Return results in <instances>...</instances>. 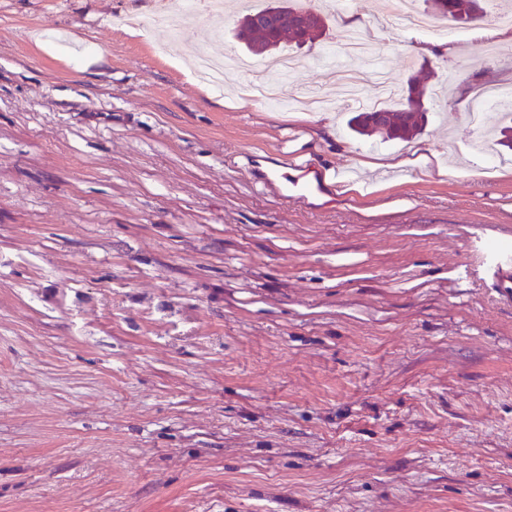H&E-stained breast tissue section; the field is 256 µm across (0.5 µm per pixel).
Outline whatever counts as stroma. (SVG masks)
I'll return each instance as SVG.
<instances>
[{"label":"stroma","mask_w":512,"mask_h":512,"mask_svg":"<svg viewBox=\"0 0 512 512\" xmlns=\"http://www.w3.org/2000/svg\"><path fill=\"white\" fill-rule=\"evenodd\" d=\"M312 7L268 105L189 78L234 13L0 0V512H512V155L467 118L512 38ZM347 28L414 139L348 130ZM287 153L350 176L283 201Z\"/></svg>","instance_id":"1"}]
</instances>
